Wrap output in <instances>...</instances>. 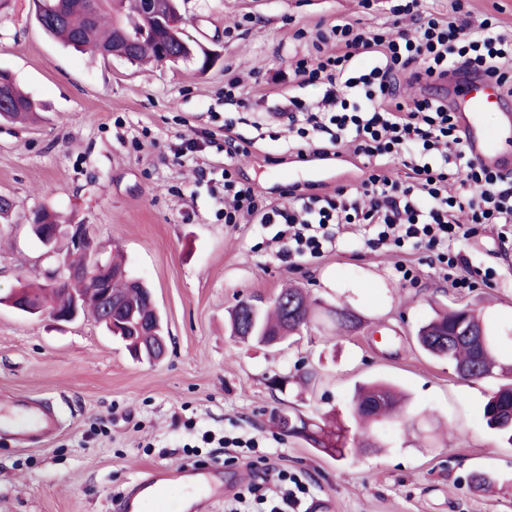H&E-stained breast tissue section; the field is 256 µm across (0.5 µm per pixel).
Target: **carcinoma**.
<instances>
[{"instance_id": "cac0c4a2", "label": "carcinoma", "mask_w": 512, "mask_h": 512, "mask_svg": "<svg viewBox=\"0 0 512 512\" xmlns=\"http://www.w3.org/2000/svg\"><path fill=\"white\" fill-rule=\"evenodd\" d=\"M171 11L170 21L162 22L147 14L144 0H38V21L49 35L77 47L93 56H117L129 62L145 59L156 63L178 62L189 59L201 61V68L209 65L207 52L196 47L181 32L183 19L177 9V0L165 2ZM34 102L16 85L12 76L0 71V119H20L34 111ZM106 277L111 282L115 301L112 335L125 342L135 356L151 357L141 341L139 325L150 320L155 335H164L160 313L149 308L146 289L126 275L121 263L111 261ZM41 302L62 311L66 307L65 293L45 292L43 287L22 285ZM84 308L91 311L98 323H103L102 302L89 282L82 285ZM313 309L297 288L281 290L265 309L251 301H242L232 316L235 335L257 344L272 345L276 339L288 340L310 320ZM336 331L356 328L358 316L339 307L333 312ZM485 334L481 351H475L466 337L470 332ZM420 348L432 357L446 359L456 369H471L480 381L496 375L508 378L487 397L483 406L486 425L512 441V363L500 352L501 336L498 325L472 308H453L435 313L423 323L416 334ZM398 403L394 388L385 382L364 383L355 388L351 398L350 417L363 415L378 423L392 412ZM296 431L289 436L305 442L308 447L333 459L342 460L353 452L355 439L348 437L349 427L343 422L319 423L300 412L291 414Z\"/></svg>"}]
</instances>
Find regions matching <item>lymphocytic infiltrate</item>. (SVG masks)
I'll list each match as a JSON object with an SVG mask.
<instances>
[{"instance_id": "1", "label": "lymphocytic infiltrate", "mask_w": 512, "mask_h": 512, "mask_svg": "<svg viewBox=\"0 0 512 512\" xmlns=\"http://www.w3.org/2000/svg\"><path fill=\"white\" fill-rule=\"evenodd\" d=\"M420 0L393 5L397 21L383 30H366L336 21L317 29L313 47L326 43L335 53L298 59L299 85L321 84L317 107L288 98V119L297 124L299 141L290 159L343 157L363 165L358 182L320 190L315 183H295L279 203L241 181L234 165L249 155L254 140L232 128L224 130L226 162L222 177L221 214L228 224H256L272 229L271 243L284 258L314 260L332 249L336 230L354 224L371 232V245L401 253L427 246L453 287H472L462 274L464 258L457 246L478 225L496 224L501 242L512 241V175L476 163L468 154L447 102L427 96L405 102L400 76H485L512 96V35L488 19L442 20L421 15ZM400 163L403 173L388 167ZM267 476L237 496L235 512H250L251 501H272L270 512H298L309 489L286 471L277 473V490L269 492Z\"/></svg>"}]
</instances>
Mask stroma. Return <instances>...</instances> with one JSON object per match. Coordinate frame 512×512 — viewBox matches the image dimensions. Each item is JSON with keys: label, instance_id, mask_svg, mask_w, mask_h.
I'll return each mask as SVG.
<instances>
[{"label": "stroma", "instance_id": "35a3bbf8", "mask_svg": "<svg viewBox=\"0 0 512 512\" xmlns=\"http://www.w3.org/2000/svg\"><path fill=\"white\" fill-rule=\"evenodd\" d=\"M472 21L496 18L512 32V0H423L424 10ZM189 40L213 51L159 67L103 60L48 37L33 0H0V70L40 105L27 123L0 122V195L14 202L0 221V296L39 279L43 248L28 225L39 209L90 225L121 251L129 274L153 292L167 332L161 361L134 360L90 316L71 322L0 305V405L17 397L59 417L56 433L17 445L0 437V512H111V502L157 466H217L246 490L270 470L299 475L329 512H512V444L482 417L499 378L462 379L416 342L435 310L469 306L512 328V248L495 227L479 229L461 253L470 270L491 272L474 287H451L425 247L411 255L376 251L350 225L322 258L284 259L250 224L218 220L211 181L224 169V127L269 133L237 162L240 178L280 199L289 96L311 102L322 89L297 86L293 68L311 52L317 26L347 20L386 27L390 0H180ZM241 80L243 107L225 105L224 84ZM195 128L211 142L193 161L172 146ZM407 261L416 275L395 272ZM294 286L324 307L360 319L341 335L315 320L278 348L231 336L228 313L254 296L272 302ZM315 374L309 389L296 379ZM288 377L286 388L274 381ZM381 379L409 398L403 416L376 427L381 450L344 460L316 454L275 424L277 414L344 411L356 384ZM450 434L426 438L423 417ZM210 430L254 435L255 451L201 444ZM490 477L488 489L471 477Z\"/></svg>", "mask_w": 512, "mask_h": 512}]
</instances>
